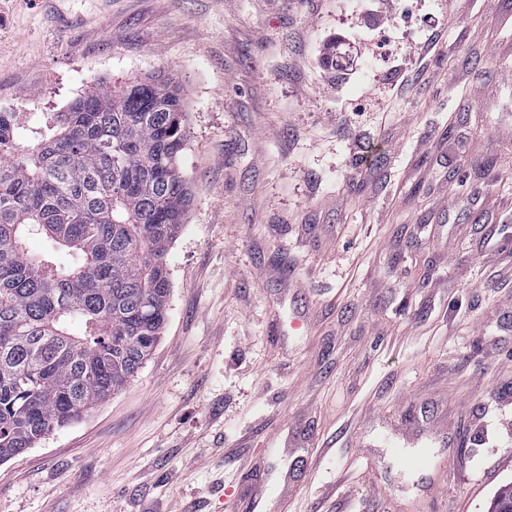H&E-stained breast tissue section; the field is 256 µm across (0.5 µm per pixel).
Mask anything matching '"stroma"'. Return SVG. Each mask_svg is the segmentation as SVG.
I'll list each match as a JSON object with an SVG mask.
<instances>
[{"label":"stroma","instance_id":"1","mask_svg":"<svg viewBox=\"0 0 512 512\" xmlns=\"http://www.w3.org/2000/svg\"><path fill=\"white\" fill-rule=\"evenodd\" d=\"M358 35L329 80L321 45ZM152 75L184 90L193 193L162 339L0 462V512H488L512 484V0H0V112Z\"/></svg>","mask_w":512,"mask_h":512}]
</instances>
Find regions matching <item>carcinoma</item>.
I'll use <instances>...</instances> for the list:
<instances>
[{
  "label": "carcinoma",
  "instance_id": "1",
  "mask_svg": "<svg viewBox=\"0 0 512 512\" xmlns=\"http://www.w3.org/2000/svg\"><path fill=\"white\" fill-rule=\"evenodd\" d=\"M23 117L0 112V462L137 375L167 320L166 254L192 204L179 86L102 83L46 113L26 146ZM31 224L51 245L40 259Z\"/></svg>",
  "mask_w": 512,
  "mask_h": 512
}]
</instances>
